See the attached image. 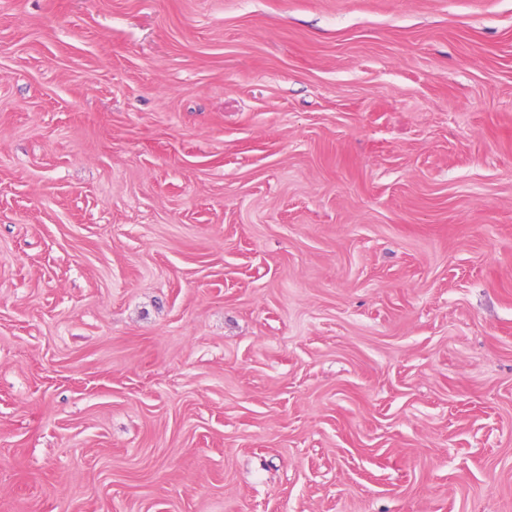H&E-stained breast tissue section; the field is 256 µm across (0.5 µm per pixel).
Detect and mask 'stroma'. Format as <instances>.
Here are the masks:
<instances>
[{
    "label": "stroma",
    "mask_w": 512,
    "mask_h": 512,
    "mask_svg": "<svg viewBox=\"0 0 512 512\" xmlns=\"http://www.w3.org/2000/svg\"><path fill=\"white\" fill-rule=\"evenodd\" d=\"M0 512H512V0H0Z\"/></svg>",
    "instance_id": "1"
}]
</instances>
